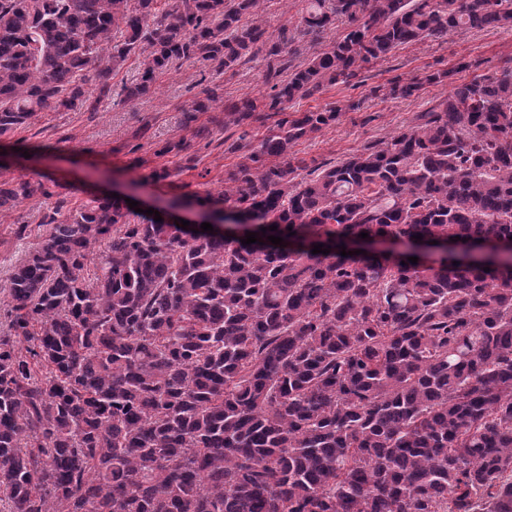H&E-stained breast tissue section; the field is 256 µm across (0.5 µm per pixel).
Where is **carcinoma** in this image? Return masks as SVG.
<instances>
[{
    "label": "carcinoma",
    "instance_id": "1",
    "mask_svg": "<svg viewBox=\"0 0 512 512\" xmlns=\"http://www.w3.org/2000/svg\"><path fill=\"white\" fill-rule=\"evenodd\" d=\"M262 2L0 0V137L98 111L130 56L124 103L191 58L261 56L270 85L214 120L265 129L238 137L219 198L257 242L135 221L117 198L45 212L4 289L0 512H512V254L340 255L362 232L512 241V67L308 178L288 162L340 114L288 104L398 47L511 24L512 0H305L308 31H344L295 67ZM38 192L0 181V216Z\"/></svg>",
    "mask_w": 512,
    "mask_h": 512
}]
</instances>
